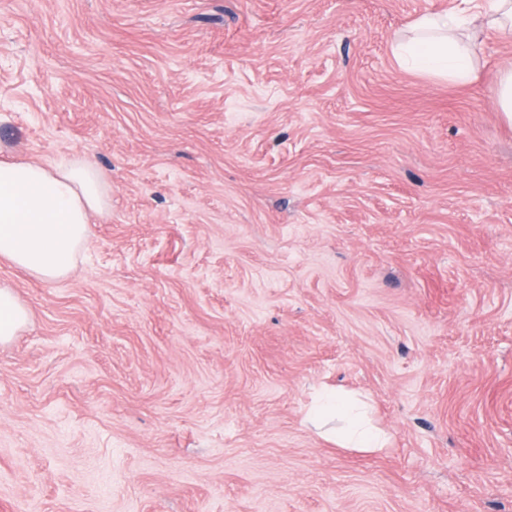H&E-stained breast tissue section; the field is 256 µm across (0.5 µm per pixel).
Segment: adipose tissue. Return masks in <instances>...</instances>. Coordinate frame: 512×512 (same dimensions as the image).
Instances as JSON below:
<instances>
[{"label": "adipose tissue", "mask_w": 512, "mask_h": 512, "mask_svg": "<svg viewBox=\"0 0 512 512\" xmlns=\"http://www.w3.org/2000/svg\"><path fill=\"white\" fill-rule=\"evenodd\" d=\"M491 29L512 39V0H456L447 14H423L410 24L411 39L397 42L395 56L433 77L471 81L478 75L470 44L456 34ZM101 172L90 164L0 160V259L40 280L68 276L89 233V217L106 204ZM316 415L339 416L336 437L344 448L385 447L354 397L323 393Z\"/></svg>", "instance_id": "ef3b65f1"}]
</instances>
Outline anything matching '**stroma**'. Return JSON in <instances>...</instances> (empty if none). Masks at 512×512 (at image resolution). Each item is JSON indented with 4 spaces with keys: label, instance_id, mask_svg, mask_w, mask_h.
I'll return each mask as SVG.
<instances>
[{
    "label": "stroma",
    "instance_id": "obj_1",
    "mask_svg": "<svg viewBox=\"0 0 512 512\" xmlns=\"http://www.w3.org/2000/svg\"><path fill=\"white\" fill-rule=\"evenodd\" d=\"M453 4L0 0V159L107 186L67 278L0 261V512H512V40L391 50ZM495 107L506 121L512 123V68L503 70L496 79ZM27 310L10 288L0 287V343L10 341L26 323ZM314 414L338 415L342 419L344 427L336 436V443L342 448L372 450L384 448L387 444L384 432L366 419L358 401L352 396L325 392L320 396Z\"/></svg>",
    "mask_w": 512,
    "mask_h": 512
}]
</instances>
